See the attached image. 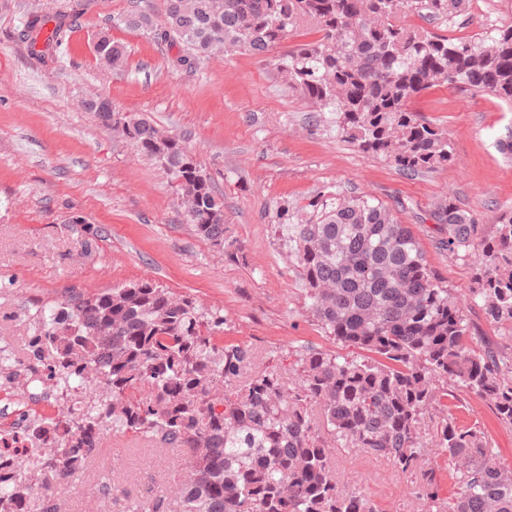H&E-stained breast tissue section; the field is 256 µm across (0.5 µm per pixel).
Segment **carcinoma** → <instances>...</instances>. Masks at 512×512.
<instances>
[{
    "instance_id": "obj_1",
    "label": "carcinoma",
    "mask_w": 512,
    "mask_h": 512,
    "mask_svg": "<svg viewBox=\"0 0 512 512\" xmlns=\"http://www.w3.org/2000/svg\"><path fill=\"white\" fill-rule=\"evenodd\" d=\"M471 0H162L153 23L140 0L120 22L176 43L184 60L228 52L264 55L316 112L332 115L336 134L359 150L417 172L452 163L448 138L411 109L422 93L454 88L512 106V24L483 26L466 36L448 25ZM51 57L67 32L60 16L34 14ZM310 27L313 40L289 42ZM98 65L126 63L122 44L103 34ZM83 107L102 126L154 158L175 184L187 223L232 257L224 201L214 193L185 141L146 115L120 114L92 96ZM276 227L300 269L308 310L325 335L355 356L311 350L298 369L253 368V352L215 343L220 309L149 280L73 293L37 308L34 357L50 366L63 403L51 417L69 426L61 444L66 469L43 449L34 467L0 476V512L38 494L36 512H54L43 469L67 480L100 457L102 403L112 402V432L161 437L185 450L189 476L173 495L126 512H378L362 491L341 489L333 459L362 448L412 476L426 452L448 457L457 488L439 497L434 469L414 493L433 512H512V469L493 457L479 424L461 426L453 410L464 391L489 401L512 426V207L492 237L451 202L431 213L440 245L473 259L475 287L461 295L431 266L419 237L396 211L367 195L315 197L303 207L281 204ZM476 304L501 336L493 347L472 335L466 309Z\"/></svg>"
}]
</instances>
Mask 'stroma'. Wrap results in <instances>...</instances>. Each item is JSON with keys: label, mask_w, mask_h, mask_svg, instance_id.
Here are the masks:
<instances>
[{"label": "stroma", "mask_w": 512, "mask_h": 512, "mask_svg": "<svg viewBox=\"0 0 512 512\" xmlns=\"http://www.w3.org/2000/svg\"><path fill=\"white\" fill-rule=\"evenodd\" d=\"M131 7L132 0H0V348L23 357L37 303L62 301L72 288L149 279L223 309L219 343L252 348L255 366L293 369L304 350H335L307 311L275 227L281 201L300 207L319 194H363L394 208L449 287H472V263L441 248L430 212L448 198L490 232L512 207V153L498 147L512 137L511 107L457 89L421 94L413 107L446 132L453 161L407 171L316 122L270 56L184 62L179 46L158 43L149 30L113 25ZM32 13H59L70 24L58 59L34 58L22 40ZM103 32L125 45L122 70L96 64L93 44ZM90 95L185 138L224 199L227 234L239 244L234 257L195 235L153 158L82 109ZM456 417L484 426L498 462L512 467V427L487 401L465 396ZM110 443L115 453L85 478L55 486L57 512H124L127 501L151 504L188 476L182 449L132 433ZM334 467L342 486L363 490L381 512L423 510L414 479L386 459L347 448Z\"/></svg>", "instance_id": "35a3bbf8"}]
</instances>
